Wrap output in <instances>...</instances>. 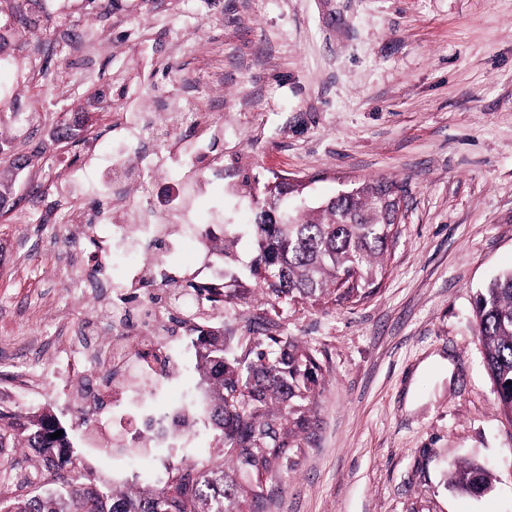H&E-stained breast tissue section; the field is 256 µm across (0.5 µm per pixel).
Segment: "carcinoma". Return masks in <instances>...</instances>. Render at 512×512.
<instances>
[{
    "label": "carcinoma",
    "mask_w": 512,
    "mask_h": 512,
    "mask_svg": "<svg viewBox=\"0 0 512 512\" xmlns=\"http://www.w3.org/2000/svg\"><path fill=\"white\" fill-rule=\"evenodd\" d=\"M0 163L14 176L30 158L10 153L0 138ZM401 190L394 181L369 180L345 197L290 209L288 196L303 195L302 185L272 175L255 198L250 229L255 249L249 273L257 287L224 282V309L246 318L252 336L243 341L222 326H194L196 371L204 386L197 410L214 430L213 449L170 468L159 486L108 488L76 472L59 477L54 489L0 499V512H264L267 482L297 465L291 451L309 428L322 381L316 356L280 333L278 317L291 304L343 303L373 294L384 274L382 258L396 242ZM240 243L234 225H224L218 244L224 267L237 264ZM474 312L498 407L512 423V270L480 291ZM56 431L48 413L21 420L0 415V443L12 440L30 449L37 471L62 466L68 441L64 434L51 438ZM451 482L472 493L486 489L490 475L464 464Z\"/></svg>",
    "instance_id": "carcinoma-1"
}]
</instances>
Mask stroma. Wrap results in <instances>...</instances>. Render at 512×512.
Instances as JSON below:
<instances>
[{"mask_svg": "<svg viewBox=\"0 0 512 512\" xmlns=\"http://www.w3.org/2000/svg\"><path fill=\"white\" fill-rule=\"evenodd\" d=\"M76 21L97 35L83 53L41 51L69 41ZM0 27V134L33 158L17 196L39 180L49 198L80 194L95 221L106 160L86 157L82 137L59 144L61 122L89 113L110 159L131 164L114 113L161 123L190 96L223 128L189 177L158 146L153 192L132 198L141 217L180 197L214 230L251 224L246 173L303 180L308 206L372 178L405 187L374 293L282 314L324 383L298 465L269 483L265 512H512V423L473 312L480 289L512 269V0H0ZM80 232L62 224L50 238L20 212L0 217V360L21 369L38 355L41 374L1 383L0 413L49 411L95 477L158 485L212 440L194 415V347L179 348L171 388L193 414L189 431L145 454L89 446L88 416L52 379L79 366L70 347L89 330L94 297H71L61 255ZM465 462L491 473L489 488L452 486Z\"/></svg>", "mask_w": 512, "mask_h": 512, "instance_id": "stroma-1", "label": "stroma"}]
</instances>
